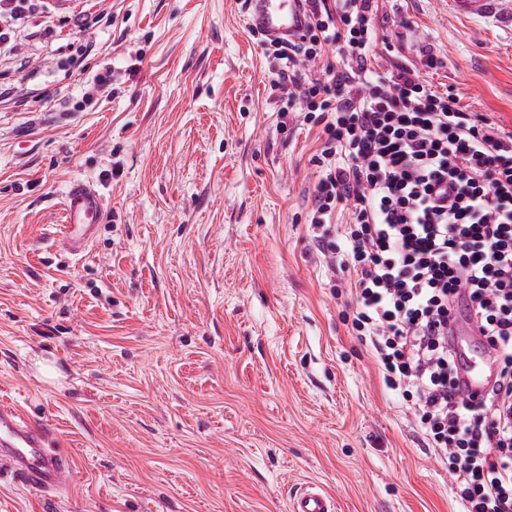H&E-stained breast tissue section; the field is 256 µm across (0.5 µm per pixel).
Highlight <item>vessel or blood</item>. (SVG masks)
<instances>
[{
	"label": "vessel or blood",
	"mask_w": 512,
	"mask_h": 512,
	"mask_svg": "<svg viewBox=\"0 0 512 512\" xmlns=\"http://www.w3.org/2000/svg\"><path fill=\"white\" fill-rule=\"evenodd\" d=\"M246 24L269 38H298L309 24L304 0H250ZM62 243L70 255L82 256L93 242L104 216L98 191L81 181L68 185L63 201ZM464 349L467 364L462 385L480 396L487 380L496 373L493 355L481 337L469 335ZM8 465L22 484L46 492L67 489L74 472L64 449L58 448L53 432L27 419L20 409L0 400V465ZM334 499L315 485L306 486L290 502V512H335Z\"/></svg>",
	"instance_id": "1"
}]
</instances>
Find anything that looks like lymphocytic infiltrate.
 Masks as SVG:
<instances>
[{"label":"lymphocytic infiltrate","instance_id":"f902f5d3","mask_svg":"<svg viewBox=\"0 0 512 512\" xmlns=\"http://www.w3.org/2000/svg\"><path fill=\"white\" fill-rule=\"evenodd\" d=\"M306 2L300 42L260 46L281 119L320 130L316 246L351 265L352 329L447 465L462 512H512V133L435 94L416 68L369 70L376 0ZM332 46L340 69L309 78L303 63ZM339 208L349 221L337 239L327 221ZM459 295L498 361L476 402L448 339Z\"/></svg>","mask_w":512,"mask_h":512}]
</instances>
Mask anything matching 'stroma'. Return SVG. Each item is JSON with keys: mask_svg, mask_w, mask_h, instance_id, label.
I'll use <instances>...</instances> for the list:
<instances>
[{"mask_svg": "<svg viewBox=\"0 0 512 512\" xmlns=\"http://www.w3.org/2000/svg\"><path fill=\"white\" fill-rule=\"evenodd\" d=\"M246 15L39 0L0 49V398L75 473L62 494L0 474V512H289L306 483L339 512L460 510L346 321L349 274L311 226L318 132L281 127ZM375 25L368 69L406 61L512 132V0H378ZM74 179L107 208L79 258L60 242Z\"/></svg>", "mask_w": 512, "mask_h": 512, "instance_id": "35a3bbf8", "label": "stroma"}]
</instances>
